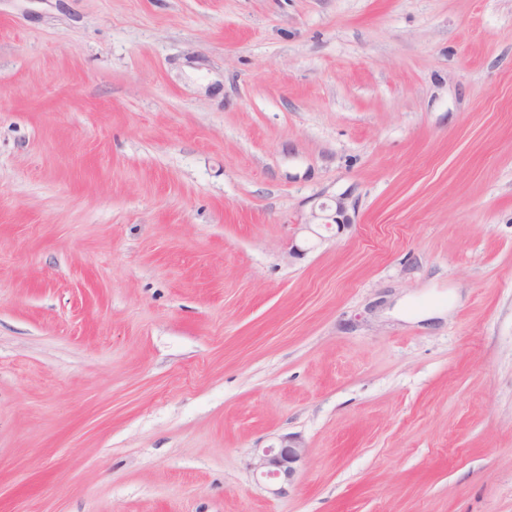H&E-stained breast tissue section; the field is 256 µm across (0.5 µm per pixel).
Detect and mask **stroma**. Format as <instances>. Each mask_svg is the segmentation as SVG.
Returning <instances> with one entry per match:
<instances>
[{"instance_id": "1", "label": "stroma", "mask_w": 512, "mask_h": 512, "mask_svg": "<svg viewBox=\"0 0 512 512\" xmlns=\"http://www.w3.org/2000/svg\"><path fill=\"white\" fill-rule=\"evenodd\" d=\"M0 512H512V0H0ZM307 455L303 442L293 435L280 438L278 446L264 448L258 455L256 468L269 479L292 482Z\"/></svg>"}]
</instances>
